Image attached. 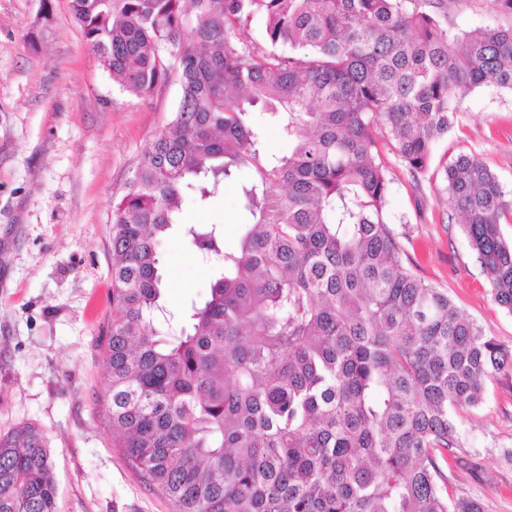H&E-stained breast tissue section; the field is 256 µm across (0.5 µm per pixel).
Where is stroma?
Here are the masks:
<instances>
[{"mask_svg": "<svg viewBox=\"0 0 512 512\" xmlns=\"http://www.w3.org/2000/svg\"><path fill=\"white\" fill-rule=\"evenodd\" d=\"M446 23L469 31L512 24L493 0H445ZM177 77L133 96L114 84L74 21L69 0H0V433L21 424L46 434L57 512H172L126 462L104 423L101 348L112 288V203L169 121ZM461 154L512 189V93L463 96L453 128L414 182L389 158L386 212L403 262L447 289L485 334L512 350V314L496 304L441 192L444 165ZM243 170L207 200L187 192L184 224L219 223L235 250L248 217ZM166 304L179 318L207 293L211 267L179 236L162 247ZM460 446L448 492L484 512H512V370L493 374L484 402L457 417Z\"/></svg>", "mask_w": 512, "mask_h": 512, "instance_id": "1", "label": "stroma"}]
</instances>
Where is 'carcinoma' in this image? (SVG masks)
Here are the masks:
<instances>
[{"label":"carcinoma","mask_w":512,"mask_h":512,"mask_svg":"<svg viewBox=\"0 0 512 512\" xmlns=\"http://www.w3.org/2000/svg\"><path fill=\"white\" fill-rule=\"evenodd\" d=\"M442 0H70L104 70L142 96L176 75L170 121L112 206L106 424L173 512H484L448 495L457 414L504 348L406 267L386 216L389 146L414 179L474 89L512 91V25L456 31ZM265 21L258 47L246 36ZM304 50L285 54L280 45ZM288 139L267 156L252 121ZM241 186L238 248L180 224L184 191ZM498 305L512 313V191L479 159L444 170ZM212 262L176 321L160 248ZM46 436L0 434V512H56Z\"/></svg>","instance_id":"cac0c4a2"}]
</instances>
